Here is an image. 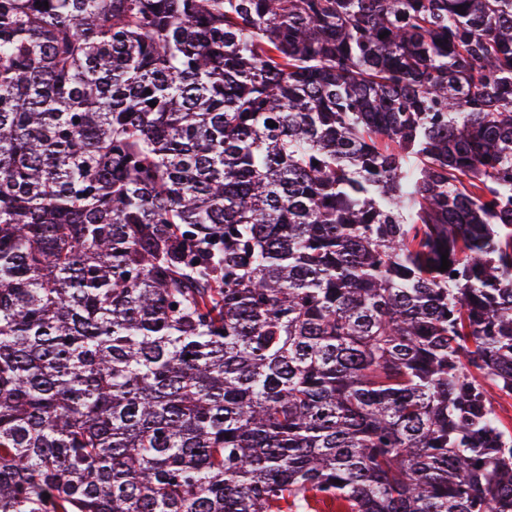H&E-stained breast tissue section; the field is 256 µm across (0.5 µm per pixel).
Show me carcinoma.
<instances>
[{
    "instance_id": "1",
    "label": "carcinoma",
    "mask_w": 512,
    "mask_h": 512,
    "mask_svg": "<svg viewBox=\"0 0 512 512\" xmlns=\"http://www.w3.org/2000/svg\"><path fill=\"white\" fill-rule=\"evenodd\" d=\"M497 397L512 0H0V512H512Z\"/></svg>"
}]
</instances>
